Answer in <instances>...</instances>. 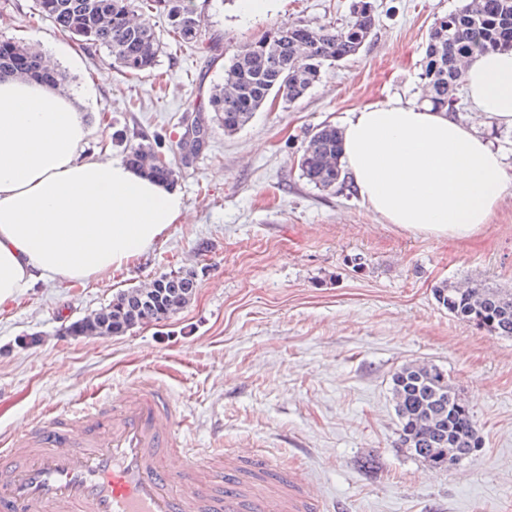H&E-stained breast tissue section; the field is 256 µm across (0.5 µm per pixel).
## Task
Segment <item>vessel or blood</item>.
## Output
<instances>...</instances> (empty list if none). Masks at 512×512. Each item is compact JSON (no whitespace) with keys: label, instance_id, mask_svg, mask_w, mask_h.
<instances>
[{"label":"vessel or blood","instance_id":"vessel-or-blood-1","mask_svg":"<svg viewBox=\"0 0 512 512\" xmlns=\"http://www.w3.org/2000/svg\"><path fill=\"white\" fill-rule=\"evenodd\" d=\"M179 418L167 389L145 379L0 437V512H328L274 458L178 447Z\"/></svg>","mask_w":512,"mask_h":512}]
</instances>
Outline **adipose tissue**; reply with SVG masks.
<instances>
[{
    "mask_svg": "<svg viewBox=\"0 0 512 512\" xmlns=\"http://www.w3.org/2000/svg\"><path fill=\"white\" fill-rule=\"evenodd\" d=\"M472 111L512 128V50L465 71ZM92 131L74 97L0 79V308L38 282H86L147 253L184 210L174 189L127 162L87 152ZM355 193L387 223L467 239L512 192L503 151L429 105L372 104L343 124Z\"/></svg>",
    "mask_w": 512,
    "mask_h": 512,
    "instance_id": "obj_1",
    "label": "adipose tissue"
}]
</instances>
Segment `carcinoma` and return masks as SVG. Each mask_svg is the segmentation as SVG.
<instances>
[{
	"instance_id": "carcinoma-1",
	"label": "carcinoma",
	"mask_w": 512,
	"mask_h": 512,
	"mask_svg": "<svg viewBox=\"0 0 512 512\" xmlns=\"http://www.w3.org/2000/svg\"><path fill=\"white\" fill-rule=\"evenodd\" d=\"M131 0H37L35 17L50 21L82 45L106 48L112 64L132 76L154 70L162 40L149 18L165 14L180 44L202 42L203 21L185 0H137L143 20H130ZM352 18L342 27L282 24L267 31L247 52L224 64V79L213 86L209 111L226 134L249 123L255 112L277 97L291 103L320 80L328 63L356 55L377 26L372 0H352ZM489 50H512V0H469L461 10L436 18L421 64L425 100L447 112L462 110L464 60ZM21 76L55 86L59 70L42 63L35 48L0 40V77ZM342 132L325 123L304 140L297 165L307 182L341 190L347 177L341 164ZM126 161L145 177L169 185L176 170L162 142L143 139L129 145ZM198 287L196 274L161 276L148 288L119 292L104 309L70 325L78 336L123 334L142 318L160 322L186 307ZM436 302L459 320L497 336L512 337V291L446 282L433 287ZM399 441L432 468L447 469L469 458L481 439L468 404L444 370L407 363L392 375Z\"/></svg>"
}]
</instances>
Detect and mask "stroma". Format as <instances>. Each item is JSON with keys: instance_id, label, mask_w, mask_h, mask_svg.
I'll list each match as a JSON object with an SVG mask.
<instances>
[{"instance_id": "stroma-1", "label": "stroma", "mask_w": 512, "mask_h": 512, "mask_svg": "<svg viewBox=\"0 0 512 512\" xmlns=\"http://www.w3.org/2000/svg\"><path fill=\"white\" fill-rule=\"evenodd\" d=\"M204 45L165 43L154 73L128 76L106 48L83 47L36 0H0V39L48 53L92 127L90 147L126 154L161 139L185 212L146 254L86 283L40 282L0 311V435L49 409L114 396L140 379L165 386L184 415L183 448H252L299 465L339 512H512V337L440 308L434 285L512 290V194L485 230L460 241L386 223L349 191L309 184L300 146L325 122L391 100L420 102V61L436 16L468 0H374L378 23L360 52L326 67L301 99H276L238 132L211 126L182 160V117L207 113L223 59L284 23L338 26L351 0H188ZM363 270L352 271L351 256ZM198 288L170 318L121 336L73 337L75 320L113 295L174 272ZM442 368L460 389L482 445L446 470L398 445L391 376L406 363Z\"/></svg>"}]
</instances>
